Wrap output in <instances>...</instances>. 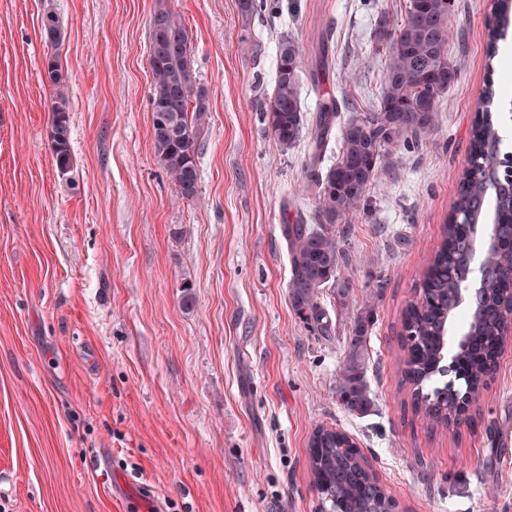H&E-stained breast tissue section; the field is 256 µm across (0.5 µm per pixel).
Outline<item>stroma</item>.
<instances>
[{
  "mask_svg": "<svg viewBox=\"0 0 512 512\" xmlns=\"http://www.w3.org/2000/svg\"><path fill=\"white\" fill-rule=\"evenodd\" d=\"M407 3L266 0L246 19L238 0H0V512H316L306 446L320 425L356 442L399 512H512V344L457 434L428 428L399 372L402 313L469 166L492 0H454L459 79L435 127L390 148L340 240L357 262L341 272L345 302L319 294L334 335L314 334L288 296L280 227L311 217L315 195L307 143L280 149L261 119L279 47L302 50L306 113L333 99L370 114L388 62L374 28L400 23ZM166 10L189 31L208 106L189 201L151 140V24ZM51 53L69 96L64 176ZM369 302L375 405L355 415L336 379ZM45 76L53 88L51 98V149L59 173L71 172L74 164L69 120V101L66 93L65 75L59 57L53 53L44 60Z\"/></svg>",
  "mask_w": 512,
  "mask_h": 512,
  "instance_id": "obj_1",
  "label": "stroma"
}]
</instances>
